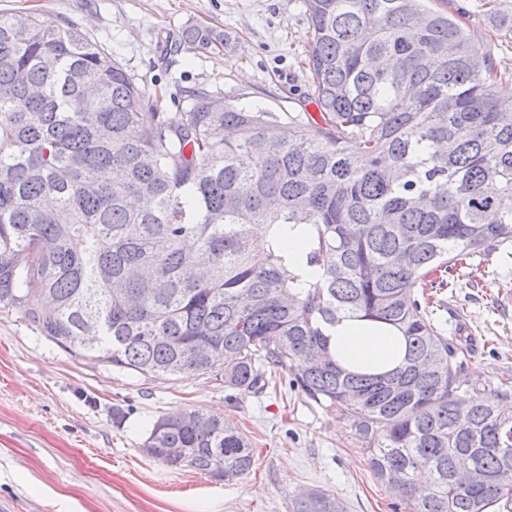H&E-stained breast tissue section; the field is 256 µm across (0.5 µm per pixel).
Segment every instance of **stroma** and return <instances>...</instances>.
Wrapping results in <instances>:
<instances>
[{
  "label": "stroma",
  "instance_id": "1",
  "mask_svg": "<svg viewBox=\"0 0 512 512\" xmlns=\"http://www.w3.org/2000/svg\"><path fill=\"white\" fill-rule=\"evenodd\" d=\"M512 73V0H431ZM36 12L90 34L163 109L186 112L202 88L255 110L317 115L306 61L312 39L303 0H0V13ZM202 24L223 49L182 45ZM472 278L440 293L447 335L467 341L458 378L495 395L512 388V241L480 257ZM183 409L224 416L254 450L242 479L175 471L142 445L161 416ZM320 488L346 512H393L347 420L289 383L254 395L210 375L155 378L94 363L0 307V512H289L299 490Z\"/></svg>",
  "mask_w": 512,
  "mask_h": 512
}]
</instances>
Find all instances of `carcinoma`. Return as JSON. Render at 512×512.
<instances>
[{
	"label": "carcinoma",
	"instance_id": "obj_1",
	"mask_svg": "<svg viewBox=\"0 0 512 512\" xmlns=\"http://www.w3.org/2000/svg\"><path fill=\"white\" fill-rule=\"evenodd\" d=\"M427 2L304 0L314 129L204 91L164 112L74 24L31 13L19 31L0 15V88L13 89L0 96V305L140 375L259 393L276 382L263 367L281 370L351 422L403 512H512V393L456 397L458 351L426 293L512 241V90ZM182 41L224 35L193 24ZM277 224L301 227L313 279L288 270ZM342 317L397 329L402 364L338 366ZM143 447L227 482L254 462L224 417L189 410L160 417ZM463 460L488 479L458 483ZM289 512L345 507L312 488Z\"/></svg>",
	"mask_w": 512,
	"mask_h": 512
}]
</instances>
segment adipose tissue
Segmentation results:
<instances>
[{
  "instance_id": "adipose-tissue-1",
  "label": "adipose tissue",
  "mask_w": 512,
  "mask_h": 512,
  "mask_svg": "<svg viewBox=\"0 0 512 512\" xmlns=\"http://www.w3.org/2000/svg\"><path fill=\"white\" fill-rule=\"evenodd\" d=\"M331 333L330 345L342 367L379 373L391 370L403 361L404 341L390 328L344 318L337 322Z\"/></svg>"
}]
</instances>
